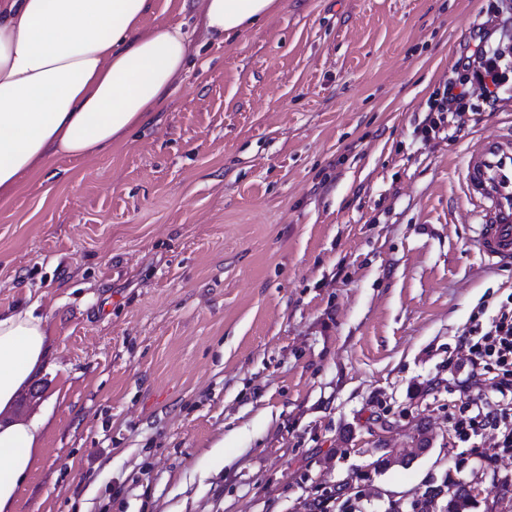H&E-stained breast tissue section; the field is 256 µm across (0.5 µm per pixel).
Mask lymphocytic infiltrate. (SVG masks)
I'll list each match as a JSON object with an SVG mask.
<instances>
[{
  "label": "lymphocytic infiltrate",
  "instance_id": "f902f5d3",
  "mask_svg": "<svg viewBox=\"0 0 512 512\" xmlns=\"http://www.w3.org/2000/svg\"><path fill=\"white\" fill-rule=\"evenodd\" d=\"M497 12V33L479 30L473 53L429 97L423 136L437 133L448 115L495 108L501 91L512 83V61L503 49L512 40V11L501 5ZM463 343L473 387L466 409L454 421V432L474 448L492 442L496 452L487 458L492 465L512 454V295L488 322H475Z\"/></svg>",
  "mask_w": 512,
  "mask_h": 512
}]
</instances>
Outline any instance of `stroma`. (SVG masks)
Masks as SVG:
<instances>
[{
	"label": "stroma",
	"instance_id": "obj_1",
	"mask_svg": "<svg viewBox=\"0 0 512 512\" xmlns=\"http://www.w3.org/2000/svg\"><path fill=\"white\" fill-rule=\"evenodd\" d=\"M157 4L194 47L166 107L0 203V309L39 300L53 365L14 405L48 418L18 512H408L475 477L512 512V459L451 428L460 340L512 295L459 172L512 89L419 131L490 0H279L221 44Z\"/></svg>",
	"mask_w": 512,
	"mask_h": 512
}]
</instances>
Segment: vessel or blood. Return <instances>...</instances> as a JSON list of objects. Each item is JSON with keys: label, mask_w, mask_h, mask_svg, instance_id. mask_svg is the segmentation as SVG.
I'll use <instances>...</instances> for the list:
<instances>
[{"label": "vessel or blood", "mask_w": 512, "mask_h": 512, "mask_svg": "<svg viewBox=\"0 0 512 512\" xmlns=\"http://www.w3.org/2000/svg\"><path fill=\"white\" fill-rule=\"evenodd\" d=\"M461 189L477 219L475 233L481 257L494 266H511L512 129L467 145Z\"/></svg>", "instance_id": "b4317fda"}]
</instances>
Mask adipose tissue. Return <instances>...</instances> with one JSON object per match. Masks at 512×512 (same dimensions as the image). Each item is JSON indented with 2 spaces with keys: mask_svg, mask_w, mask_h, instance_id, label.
<instances>
[{
  "mask_svg": "<svg viewBox=\"0 0 512 512\" xmlns=\"http://www.w3.org/2000/svg\"><path fill=\"white\" fill-rule=\"evenodd\" d=\"M278 0H200L215 40L236 38ZM156 0H0V201L57 157L103 153L166 103L186 71L181 24L143 29ZM38 303L0 310V512H16L47 420L12 416L47 357Z\"/></svg>",
  "mask_w": 512,
  "mask_h": 512,
  "instance_id": "adipose-tissue-1",
  "label": "adipose tissue"
}]
</instances>
